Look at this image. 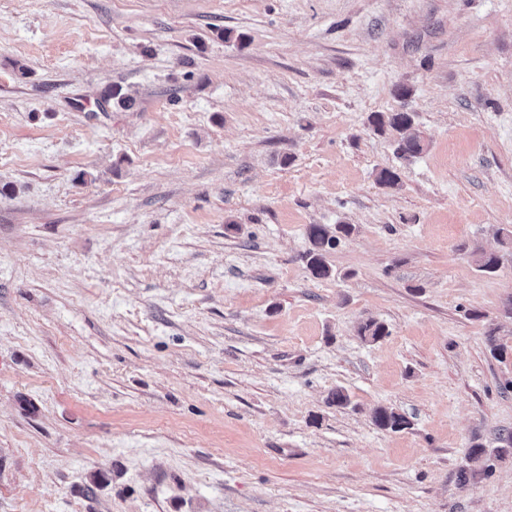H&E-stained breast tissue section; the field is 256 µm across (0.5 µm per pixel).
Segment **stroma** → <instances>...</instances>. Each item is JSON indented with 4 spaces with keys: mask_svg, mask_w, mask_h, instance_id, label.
Returning a JSON list of instances; mask_svg holds the SVG:
<instances>
[{
    "mask_svg": "<svg viewBox=\"0 0 512 512\" xmlns=\"http://www.w3.org/2000/svg\"><path fill=\"white\" fill-rule=\"evenodd\" d=\"M504 228L512 0H0V512H512ZM369 123L377 132L391 130L397 134L396 152L400 158H411L424 150V140L410 112H374ZM351 232L352 226L349 224H338L333 229L325 224L308 225L306 234L310 247L303 258L314 278L331 276L332 269L327 262L326 254L338 245L341 235L348 236ZM373 422L378 428L391 431H401L410 425L405 416L388 407L375 409Z\"/></svg>",
    "mask_w": 512,
    "mask_h": 512,
    "instance_id": "stroma-1",
    "label": "stroma"
}]
</instances>
